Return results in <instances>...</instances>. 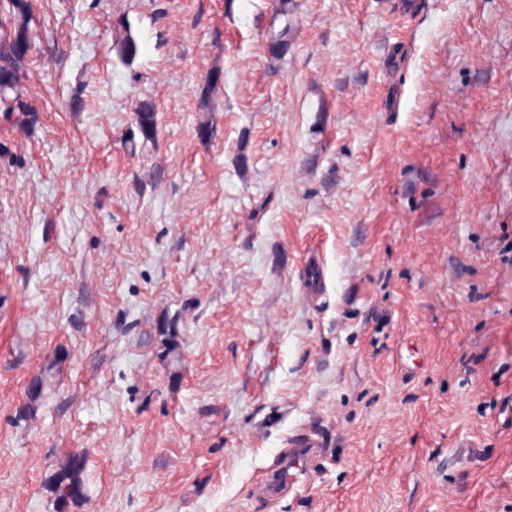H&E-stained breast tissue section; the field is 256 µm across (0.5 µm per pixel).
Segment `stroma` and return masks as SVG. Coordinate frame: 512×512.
Returning <instances> with one entry per match:
<instances>
[{"mask_svg":"<svg viewBox=\"0 0 512 512\" xmlns=\"http://www.w3.org/2000/svg\"><path fill=\"white\" fill-rule=\"evenodd\" d=\"M401 3L25 0L0 512H512V0ZM324 285V265L318 254L311 253L304 261L303 288H306V296L313 299ZM323 448L325 440L317 430L306 429L291 436L280 461L264 470L256 489L270 501L279 500L306 479ZM84 468V459L73 455L67 459L63 467L57 473L53 483L54 501L57 512H66L63 510V506L67 509L85 495V484L82 479Z\"/></svg>","mask_w":512,"mask_h":512,"instance_id":"stroma-1","label":"stroma"}]
</instances>
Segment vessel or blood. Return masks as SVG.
I'll use <instances>...</instances> for the list:
<instances>
[{"mask_svg":"<svg viewBox=\"0 0 512 512\" xmlns=\"http://www.w3.org/2000/svg\"><path fill=\"white\" fill-rule=\"evenodd\" d=\"M324 285V265L319 255L309 254L304 261L303 279L307 297H315ZM324 446L322 434L314 429L291 436L280 461L264 470L255 483L256 489L269 500H279L306 479Z\"/></svg>","mask_w":512,"mask_h":512,"instance_id":"vessel-or-blood-1","label":"vessel or blood"}]
</instances>
